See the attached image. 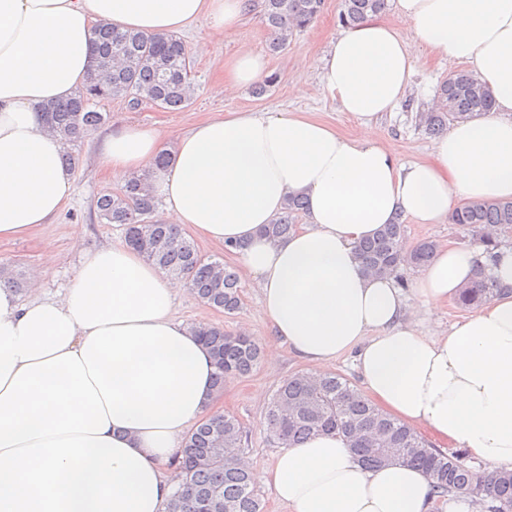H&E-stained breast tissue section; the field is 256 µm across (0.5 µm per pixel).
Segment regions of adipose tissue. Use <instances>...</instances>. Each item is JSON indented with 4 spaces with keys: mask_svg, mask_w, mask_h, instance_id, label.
Returning a JSON list of instances; mask_svg holds the SVG:
<instances>
[{
    "mask_svg": "<svg viewBox=\"0 0 512 512\" xmlns=\"http://www.w3.org/2000/svg\"><path fill=\"white\" fill-rule=\"evenodd\" d=\"M258 0H0V241L49 224L71 199L65 146L47 103L82 86L94 28L148 35L206 23L239 29ZM397 23L371 16L344 29L320 82L363 125L350 138L300 112L218 114L171 133V159L152 180L157 219L234 244L271 332L328 369L356 354L370 399L401 422L512 469V250L439 248L411 291L368 275L355 247L395 214L440 224L452 201L512 199V0H394ZM466 63L491 90V112L452 124L424 161L399 162L373 135L406 96L411 43ZM266 60L224 63L232 92ZM158 132L126 126L101 144L111 183L150 164ZM307 201L288 239L263 228L289 194ZM490 265L508 292L448 331L424 328ZM181 281L130 247L83 257L62 297L20 299L0 285V512H168L171 462L216 407L209 349L175 314ZM254 483L289 512H431L432 482L401 462L369 469L333 434L251 465Z\"/></svg>",
    "mask_w": 512,
    "mask_h": 512,
    "instance_id": "adipose-tissue-1",
    "label": "adipose tissue"
}]
</instances>
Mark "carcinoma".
<instances>
[{
	"instance_id": "obj_1",
	"label": "carcinoma",
	"mask_w": 512,
	"mask_h": 512,
	"mask_svg": "<svg viewBox=\"0 0 512 512\" xmlns=\"http://www.w3.org/2000/svg\"><path fill=\"white\" fill-rule=\"evenodd\" d=\"M322 6L323 0H262L263 21L272 36L268 50L280 52L289 36L314 22ZM386 9L387 0H342L338 20L353 26ZM95 36L97 54L85 83L45 111L47 124L65 144H75L110 119L109 113L97 109L103 100L121 97L132 110L149 105L176 111L191 103V60L180 37L119 32L106 23L96 26ZM492 107L489 87L471 72L459 70L439 86L434 105L416 113L415 120L426 134L439 136L448 124L476 118ZM305 208L304 197L288 196L283 211L265 226L264 234L271 239L288 237ZM157 209L148 171L132 176L119 191L105 193L95 203L99 223L123 225L126 244L146 261L172 279L187 281L203 304L235 314L242 304L237 270L220 258L202 254L175 226L158 223ZM450 220L470 229L476 243L493 258L499 243L487 228L498 233L512 229V200L463 204L453 209ZM437 249L439 245L428 239L406 246L405 225L398 215L359 242L356 254L368 274L392 276L404 287L403 272L424 268ZM502 292L491 269L483 266L462 288L456 304L479 307ZM193 329L212 354L217 390H224L225 374L248 375L258 366L261 348L251 337L208 324ZM266 431L268 441L279 448L318 432H334L367 468L401 460L423 471L433 483L437 502L452 497L482 512H512V469L489 475L477 472L462 454L435 448L339 375L301 372L285 379L267 408ZM244 438L243 423L230 413L209 415L192 430L172 463L176 482L169 512H263L242 451Z\"/></svg>"
}]
</instances>
